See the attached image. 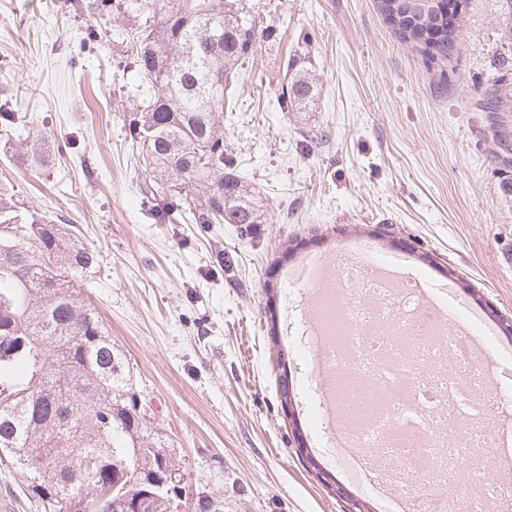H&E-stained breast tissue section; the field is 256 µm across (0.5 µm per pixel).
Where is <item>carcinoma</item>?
Instances as JSON below:
<instances>
[{"instance_id": "obj_1", "label": "carcinoma", "mask_w": 512, "mask_h": 512, "mask_svg": "<svg viewBox=\"0 0 512 512\" xmlns=\"http://www.w3.org/2000/svg\"><path fill=\"white\" fill-rule=\"evenodd\" d=\"M85 35L110 20L128 42L146 97L124 116L141 149L143 191L165 187L156 215L186 211L198 224H263L264 199L224 171V104L264 41L244 0H67ZM395 36L430 61L454 56L469 0H377ZM501 38L512 42V0H498ZM139 21L128 27L126 13ZM281 110L306 109L312 74L284 63ZM0 126L22 154L41 136ZM98 254L71 225L31 212L0 190V461L13 465L49 512H174L183 481L170 445L147 425L120 349L76 283Z\"/></svg>"}]
</instances>
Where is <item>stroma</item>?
<instances>
[{
  "label": "stroma",
  "instance_id": "35a3bbf8",
  "mask_svg": "<svg viewBox=\"0 0 512 512\" xmlns=\"http://www.w3.org/2000/svg\"><path fill=\"white\" fill-rule=\"evenodd\" d=\"M248 4L266 39L224 115V155L264 198L265 223L244 232L152 215L123 123L137 104L139 77L119 66L131 48L108 22L83 45L64 0H0V102L48 144L35 160L0 132V187L96 249L83 295L127 355L189 491L223 497L224 512H344L359 487L316 439L312 365L290 328L303 309L266 289L284 290L306 254L375 238L430 288L455 282L493 325L486 346L512 391V69L498 111L485 106L493 63L512 47L496 0H472L449 65L395 37L376 0ZM289 59L318 80L308 111L280 109ZM495 127L509 144L496 158ZM292 239L302 246L284 255ZM0 498L45 512L4 462Z\"/></svg>",
  "mask_w": 512,
  "mask_h": 512
}]
</instances>
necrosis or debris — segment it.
<instances>
[{
	"mask_svg": "<svg viewBox=\"0 0 512 512\" xmlns=\"http://www.w3.org/2000/svg\"><path fill=\"white\" fill-rule=\"evenodd\" d=\"M363 265L339 272L319 296H335L343 318L342 342L322 327H306L302 354L323 357L324 366L342 384L346 404L363 410L354 427L358 447L378 450L380 475L358 456H337L369 492L380 478L411 476L415 488L407 500L385 499V512H495L512 496L502 481L469 489L465 500L438 491L469 449L491 448L489 435L474 424L473 411L503 405V391L487 389L478 357L467 343L441 329L445 298L427 307L414 279L390 281L376 276L396 259L363 255Z\"/></svg>",
	"mask_w": 512,
	"mask_h": 512,
	"instance_id": "necrosis-or-debris-1",
	"label": "necrosis or debris"
}]
</instances>
